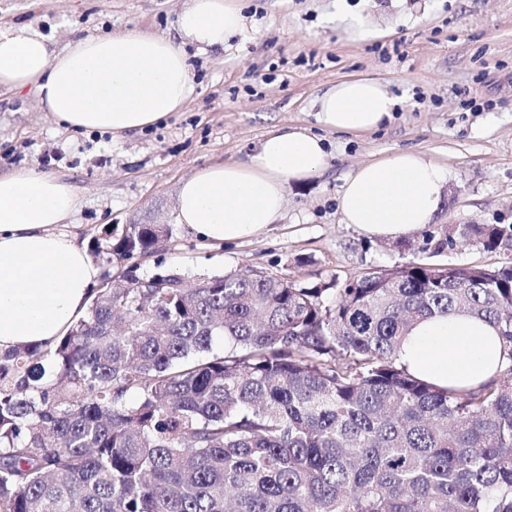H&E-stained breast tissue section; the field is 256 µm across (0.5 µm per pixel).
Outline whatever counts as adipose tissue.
Segmentation results:
<instances>
[{
    "label": "adipose tissue",
    "mask_w": 512,
    "mask_h": 512,
    "mask_svg": "<svg viewBox=\"0 0 512 512\" xmlns=\"http://www.w3.org/2000/svg\"><path fill=\"white\" fill-rule=\"evenodd\" d=\"M237 0H189L178 19L199 50L240 34ZM0 87L33 89L43 111L63 125L120 136L184 108L192 89L186 55L169 39L135 32L89 35L54 48L34 25L0 28ZM397 105L372 78L343 80L318 98L328 129L379 128ZM322 137L283 129L247 160L207 166L186 178L176 221L217 243L255 237L281 215L287 187L324 172ZM447 169L413 151L361 165L339 198L344 223L379 238L411 235L443 201ZM80 206L66 181L32 170L0 174V356L26 344L53 343L84 315L100 269L65 226ZM398 362L436 385L476 387L508 364L496 330L459 315L419 323Z\"/></svg>",
    "instance_id": "1"
}]
</instances>
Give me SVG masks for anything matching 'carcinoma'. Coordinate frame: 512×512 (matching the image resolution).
Returning <instances> with one entry per match:
<instances>
[{"label":"carcinoma","mask_w":512,"mask_h":512,"mask_svg":"<svg viewBox=\"0 0 512 512\" xmlns=\"http://www.w3.org/2000/svg\"><path fill=\"white\" fill-rule=\"evenodd\" d=\"M171 235L103 230L120 285L0 358V512H512V262L423 261L512 252V224H428L395 244L411 260L327 284L140 275ZM459 312L508 349L495 379L397 363L418 322ZM444 263L457 265H481L495 267L512 261L510 252H486L482 248L472 245H457L442 258Z\"/></svg>","instance_id":"obj_1"}]
</instances>
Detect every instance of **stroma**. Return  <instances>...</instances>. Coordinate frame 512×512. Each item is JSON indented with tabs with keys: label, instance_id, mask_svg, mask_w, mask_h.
Wrapping results in <instances>:
<instances>
[{
	"label": "stroma",
	"instance_id": "stroma-1",
	"mask_svg": "<svg viewBox=\"0 0 512 512\" xmlns=\"http://www.w3.org/2000/svg\"><path fill=\"white\" fill-rule=\"evenodd\" d=\"M187 0H0V25L34 24L57 46L89 34L138 31L178 39ZM244 34L199 52L183 43L193 84L182 111L120 137L76 131L42 111L33 90L0 88V172L35 169L80 195L68 229L92 245L107 226L169 224L139 258L195 278L244 270L300 282L345 281L407 254L343 223L338 200L361 163L415 151L444 164L434 221L512 224V0H240ZM372 77L400 106L366 134L322 130L316 98ZM323 133L320 176L289 184L282 215L254 238L211 245L176 223L181 182L245 160L276 128Z\"/></svg>",
	"mask_w": 512,
	"mask_h": 512
}]
</instances>
